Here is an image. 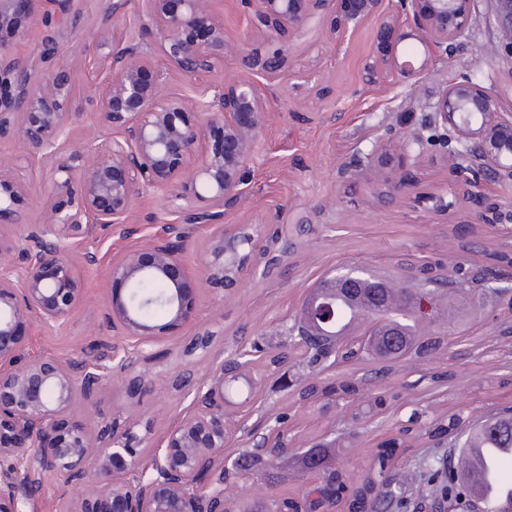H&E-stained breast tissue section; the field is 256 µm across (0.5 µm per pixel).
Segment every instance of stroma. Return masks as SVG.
Wrapping results in <instances>:
<instances>
[{
	"label": "stroma",
	"mask_w": 512,
	"mask_h": 512,
	"mask_svg": "<svg viewBox=\"0 0 512 512\" xmlns=\"http://www.w3.org/2000/svg\"><path fill=\"white\" fill-rule=\"evenodd\" d=\"M106 0H77L61 39L55 68L72 76L70 111L77 118L73 141L99 131L98 106L87 87L98 74L99 56L91 33L100 23ZM374 20L365 21L340 47L327 43L315 28L293 40L292 68L268 84L267 122L258 148L247 164L246 192L230 219L260 225L265 236L288 230L290 241L274 274L254 277L223 301H215L199 277L203 251L210 240L208 224L189 225L183 260L198 288L190 322L166 330L139 367L156 379L154 393L128 387L124 375H113L93 404H78L75 415L88 428L102 421L134 420L138 433L162 436L185 405L182 382L203 375L209 359L182 351L202 330L213 335L214 352L231 353L238 344L256 345L261 356L287 344V328L298 316L311 287L328 272L362 267L405 279L409 269L431 263L447 273L458 267L482 266L496 253L512 255V223L476 224L473 205L463 189L449 181L455 159L433 124L431 104L451 83L470 75L503 93V107L512 111V51L500 40L490 0H473L470 35L448 59L435 62L413 89L370 88L362 66L376 49ZM309 82L296 84L294 71ZM327 95H319V88ZM411 141V160L381 173L360 166L379 145ZM407 178V195L380 196L384 179ZM167 197L150 194L135 204L130 222L136 234L121 238L106 227L92 238L72 241L69 255L83 283V298L60 326L33 323L26 328L30 357L81 359L94 343L112 340L109 321L112 279L108 267L128 251L145 248L149 237L178 223ZM306 222L298 230V222ZM97 252L100 263L87 267L85 252ZM434 330L444 345L425 359L349 363L324 374L325 382L369 376L365 399L343 407L313 402L299 406L297 392L311 377L296 364L266 371L257 367V397L287 413L295 448L305 450L331 439L332 432L350 433L351 446L337 460L354 474L365 472L378 445L389 439L394 424L412 408L431 404L448 412L476 416L512 406V311L492 307L472 293L465 300L449 298L448 309ZM381 396L379 413H366L367 397Z\"/></svg>",
	"instance_id": "1"
}]
</instances>
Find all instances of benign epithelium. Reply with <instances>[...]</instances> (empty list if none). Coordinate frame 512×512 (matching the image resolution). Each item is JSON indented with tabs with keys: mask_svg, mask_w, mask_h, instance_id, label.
Listing matches in <instances>:
<instances>
[{
	"mask_svg": "<svg viewBox=\"0 0 512 512\" xmlns=\"http://www.w3.org/2000/svg\"><path fill=\"white\" fill-rule=\"evenodd\" d=\"M44 0H0V131L16 127L24 154L6 163L0 159V221L27 223L33 184L22 173L33 163L49 166L55 195L61 202L48 211L37 229L14 240L0 237V256H23L17 269L0 270V512H23L37 482L60 474L73 489L63 498L62 512H224V476L231 475L224 448L232 438L246 437L255 453L278 458L292 451L286 427L240 404L228 410L224 384L254 369L256 351L236 347L216 359L203 376L185 380L187 410L160 439L152 440L107 422L90 432L72 412L88 402L112 377L126 375L128 384L144 393L155 389L145 374H133L160 327L142 318L136 302L139 284L150 277L164 288L166 325L192 318L195 289L181 259L182 232L175 227L153 239L145 250L131 251L112 261V282L128 286L127 295L112 294V330L134 341L119 343L81 360L32 359L26 355L22 329L34 318L45 325L65 322L83 297V286L68 257L71 239L92 236L97 227H116L124 234L135 200L161 192L171 198L186 224H214L203 262L204 282L212 298L235 291L263 263L278 256L258 246L259 230L224 223L243 195L247 162L265 126L268 99L265 85L283 72L287 54L247 52V38L230 39L213 0H144L145 25L160 41L168 65L194 81L189 94L167 93L162 71L144 59L126 36L112 26L128 0H112L109 22L93 32V41L109 62L102 81L89 93L99 105L106 138L85 139L70 146L74 113L67 111L70 74L59 69L35 84L37 63H48L58 52L55 35L47 34L38 59L13 54L28 22L48 14ZM251 26L272 41L284 42L292 32L326 28L328 42L345 43L360 22L377 20L376 40L382 50L363 65L370 87L414 89L429 67L444 58L467 36L471 0H238ZM498 29L512 36V0H492ZM414 40L422 59L402 60L398 47ZM242 59L245 73L232 83L200 82L214 74L226 57ZM435 125L443 130L452 152L468 167L453 168L459 183L467 173L490 182L512 181V113L502 110L500 97L470 78L451 83L434 105ZM402 156L381 148L367 157V168L402 163ZM489 224L512 223V208L494 206L479 214ZM351 267L328 278L330 291L307 306L306 318L326 325L333 319L336 289H352ZM464 287L487 291L508 287L491 270L465 272ZM293 343L312 338L288 327ZM314 343V342H312ZM315 373L335 370L355 357L334 345L314 343ZM149 448L145 457L140 449Z\"/></svg>",
	"mask_w": 512,
	"mask_h": 512,
	"instance_id": "obj_1",
	"label": "benign epithelium"
}]
</instances>
